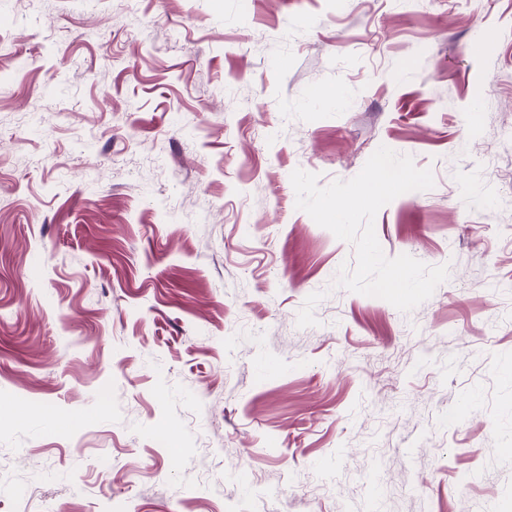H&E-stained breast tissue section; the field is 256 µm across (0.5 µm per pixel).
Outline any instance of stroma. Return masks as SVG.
Instances as JSON below:
<instances>
[{"label":"stroma","mask_w":512,"mask_h":512,"mask_svg":"<svg viewBox=\"0 0 512 512\" xmlns=\"http://www.w3.org/2000/svg\"><path fill=\"white\" fill-rule=\"evenodd\" d=\"M0 512H512V0H0Z\"/></svg>","instance_id":"1"}]
</instances>
